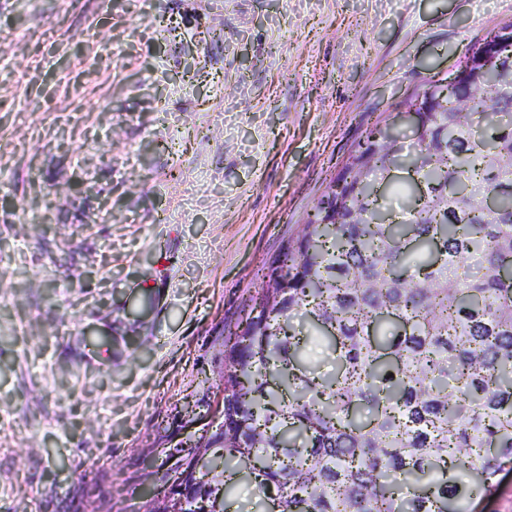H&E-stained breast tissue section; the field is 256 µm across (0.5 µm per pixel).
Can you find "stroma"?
Returning <instances> with one entry per match:
<instances>
[{"instance_id": "obj_1", "label": "stroma", "mask_w": 512, "mask_h": 512, "mask_svg": "<svg viewBox=\"0 0 512 512\" xmlns=\"http://www.w3.org/2000/svg\"><path fill=\"white\" fill-rule=\"evenodd\" d=\"M512 0H0V512H144L211 342L365 128ZM173 33H166V26ZM88 474L81 477V496L79 499V506L82 512H97L100 508V495L102 493L101 487L107 480V474L103 471L97 472L94 476L86 481Z\"/></svg>"}]
</instances>
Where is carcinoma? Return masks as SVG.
I'll use <instances>...</instances> for the list:
<instances>
[{
  "mask_svg": "<svg viewBox=\"0 0 512 512\" xmlns=\"http://www.w3.org/2000/svg\"><path fill=\"white\" fill-rule=\"evenodd\" d=\"M512 60V22L475 40L453 85L407 105L409 147L378 117L327 182L256 294L216 338L224 427L161 475L145 512H472L512 463V96L487 105ZM469 112L456 111L457 96ZM405 166L390 217L378 178ZM496 196L487 210L482 198ZM326 343L336 371L305 358ZM103 471L81 477L98 512Z\"/></svg>",
  "mask_w": 512,
  "mask_h": 512,
  "instance_id": "carcinoma-1",
  "label": "carcinoma"
}]
</instances>
